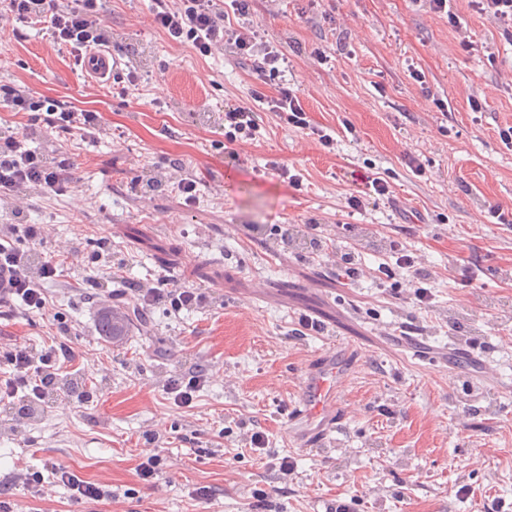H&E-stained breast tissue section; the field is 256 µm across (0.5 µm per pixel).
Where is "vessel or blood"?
<instances>
[{"label": "vessel or blood", "instance_id": "1", "mask_svg": "<svg viewBox=\"0 0 512 512\" xmlns=\"http://www.w3.org/2000/svg\"><path fill=\"white\" fill-rule=\"evenodd\" d=\"M118 66V60L103 50L88 53L82 63L88 81L95 84L103 83ZM354 364L351 353L330 350L306 369L288 417L289 437L295 447H312L334 431L340 406L338 383L351 374Z\"/></svg>", "mask_w": 512, "mask_h": 512}]
</instances>
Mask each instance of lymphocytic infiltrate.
<instances>
[{
  "label": "lymphocytic infiltrate",
  "mask_w": 512,
  "mask_h": 512,
  "mask_svg": "<svg viewBox=\"0 0 512 512\" xmlns=\"http://www.w3.org/2000/svg\"><path fill=\"white\" fill-rule=\"evenodd\" d=\"M230 6L226 12L217 8L215 0H153L152 22L175 44H192L203 56L225 47L241 58L256 59L255 70L260 76L278 78L285 62L283 54L276 47L257 41L247 27L233 28L227 24L230 15H248L249 0H230ZM20 25L44 26L54 43L77 51L106 43L102 0H74L70 5L62 4L61 0H8L7 7L0 10V30H13ZM0 102L26 115L28 124L40 123L55 133L78 128L93 136L102 130L98 113L79 112L70 103L37 97L10 84H0ZM68 168L67 158L48 160L29 147L25 135L0 133L1 192L29 186L54 193L72 190V182L66 176ZM44 234L41 224H12L0 235V265H8L13 272L9 288L0 290V303L18 300L31 309L48 307L46 286L63 277L64 266L52 259L35 261L32 251L19 246L23 240L40 241ZM136 294L139 304L166 301L177 312L206 300L202 288L189 285L164 288L142 283ZM73 357L71 348L61 340L40 354L17 343L0 342V363L9 368L7 377L0 378V404L13 411L15 417L26 419L28 412L45 405L57 388L59 373L71 365Z\"/></svg>",
  "instance_id": "lymphocytic-infiltrate-1"
}]
</instances>
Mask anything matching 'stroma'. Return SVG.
I'll return each mask as SVG.
<instances>
[{"label":"stroma","instance_id":"obj_1","mask_svg":"<svg viewBox=\"0 0 512 512\" xmlns=\"http://www.w3.org/2000/svg\"><path fill=\"white\" fill-rule=\"evenodd\" d=\"M151 8L105 0L120 68L92 93L72 48L46 31L0 39V84L97 112L104 127L95 139L58 135L0 103V132L64 153L75 182L59 195L27 191L17 217L0 196V225H48L31 249L67 270L48 287V310L0 317V340L38 353L67 324L82 368L61 374V395L23 425L0 419V489L19 512H512V223L493 213L512 214V141L501 137L512 127V41L470 0L442 12L427 0H251L246 27L287 59L264 82L233 53L171 47ZM282 86L333 148L262 108L254 139L225 142V107ZM189 174L200 180L191 204L177 189ZM375 177L388 196L370 191ZM352 195L362 210L348 208ZM313 220L337 247H356L364 278L341 284L328 257L282 243L279 227ZM103 237L100 276L120 259L127 280L172 273L204 288L206 303L150 306L147 328L105 340L83 283ZM393 239L433 272L430 305L411 300ZM302 314L324 333L301 332ZM338 341L357 353L339 383L342 422L329 444L293 447L286 421L304 370ZM457 344L471 358H450ZM200 371L207 383L177 406L168 379ZM255 432L263 447H251ZM148 452L161 459L151 484L137 473ZM51 462L109 482L115 502L79 503L63 487L31 497L18 474ZM199 487L207 497H194Z\"/></svg>","mask_w":512,"mask_h":512}]
</instances>
